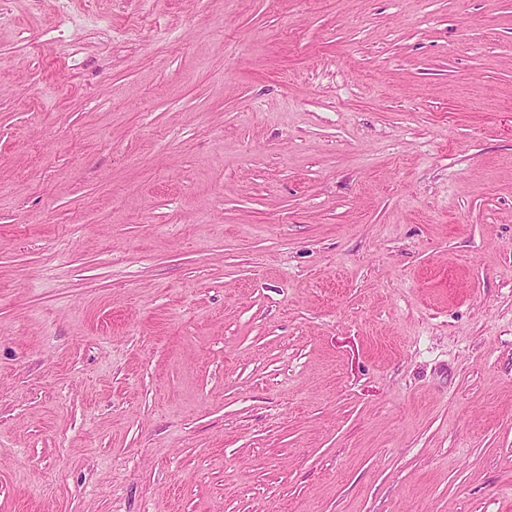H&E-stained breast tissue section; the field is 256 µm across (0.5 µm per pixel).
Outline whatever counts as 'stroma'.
Returning a JSON list of instances; mask_svg holds the SVG:
<instances>
[{
  "instance_id": "1",
  "label": "stroma",
  "mask_w": 512,
  "mask_h": 512,
  "mask_svg": "<svg viewBox=\"0 0 512 512\" xmlns=\"http://www.w3.org/2000/svg\"><path fill=\"white\" fill-rule=\"evenodd\" d=\"M0 512H512V0H0Z\"/></svg>"
}]
</instances>
